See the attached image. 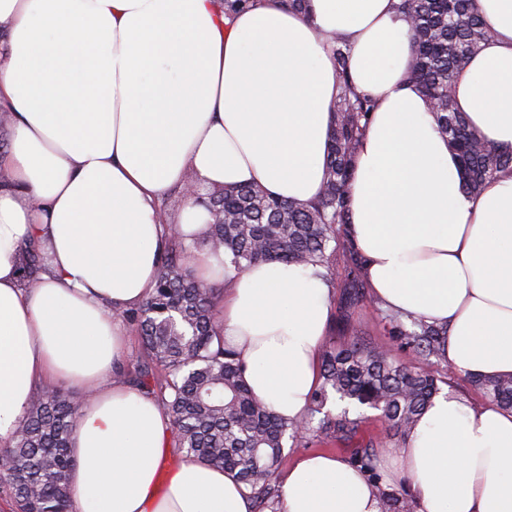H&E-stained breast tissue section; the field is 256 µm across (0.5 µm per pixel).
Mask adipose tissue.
I'll list each match as a JSON object with an SVG mask.
<instances>
[{
	"mask_svg": "<svg viewBox=\"0 0 512 512\" xmlns=\"http://www.w3.org/2000/svg\"><path fill=\"white\" fill-rule=\"evenodd\" d=\"M394 0H0V440L37 383L80 386L71 434L74 512H251L229 473L177 455L157 398L114 371L123 311L156 282L168 222L202 235L204 187L260 185L309 202L325 181L340 35L355 84L377 103L348 185L350 232L376 302L446 330L442 355L463 376L512 375V173L463 192L424 97L405 79L408 24ZM492 36L457 80V104L487 138L512 145V0H476ZM46 268L23 283L20 248ZM200 279L224 285V340L246 383L278 415L302 418L321 384L319 349L334 290L325 269L192 251ZM387 484L415 512H512V411L434 398ZM168 470L166 485L157 481ZM272 512H381L377 484L325 452L277 478Z\"/></svg>",
	"mask_w": 512,
	"mask_h": 512,
	"instance_id": "ef3b65f1",
	"label": "adipose tissue"
}]
</instances>
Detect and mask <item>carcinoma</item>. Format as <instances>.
Wrapping results in <instances>:
<instances>
[{
	"instance_id": "1",
	"label": "carcinoma",
	"mask_w": 512,
	"mask_h": 512,
	"mask_svg": "<svg viewBox=\"0 0 512 512\" xmlns=\"http://www.w3.org/2000/svg\"><path fill=\"white\" fill-rule=\"evenodd\" d=\"M395 8L410 24L413 62L406 79L428 102L437 131L456 157L463 189L479 194L484 185L512 172V146L486 138L456 106V80L490 38L475 0H397ZM336 106L327 154V179L313 202L283 200L261 187L243 185L209 191L207 209L224 213V223L209 225L201 241L186 243L176 225H168V247L156 284L145 300L123 316L135 328L141 360L135 375L117 373L155 396L169 411L174 447L187 457L233 473L265 512L276 494L273 475L288 457L287 448L306 440L349 450V462L375 481L377 449L373 439L358 440L361 420L349 408L332 417L322 414L334 392L338 400L367 405L381 412L394 434L406 437L440 391L438 377L398 361L381 347L359 339L327 347L321 354L322 383L311 399L305 427L289 422L259 400L242 378L234 350L224 341L217 317L222 289L205 283L184 267L192 248L224 250L243 272L259 263L328 267L340 256L347 271L345 307L364 299L366 274L347 229L354 159L376 103L357 90L349 55L334 40ZM42 257L33 246L21 254L27 282L37 280ZM389 335L400 339L420 360L439 353L442 331L422 322L412 329L398 317L384 316ZM484 398L512 410V376L471 378ZM84 402L73 392H35L13 436L0 447L10 463L0 488L18 512H72L69 477L76 466L70 435ZM383 512H410L409 499L382 491Z\"/></svg>"
}]
</instances>
